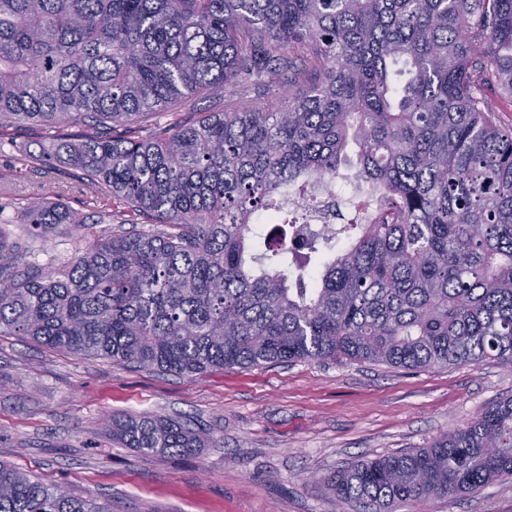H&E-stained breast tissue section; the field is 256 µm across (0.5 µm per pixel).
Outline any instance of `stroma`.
Instances as JSON below:
<instances>
[{
    "instance_id": "obj_1",
    "label": "stroma",
    "mask_w": 512,
    "mask_h": 512,
    "mask_svg": "<svg viewBox=\"0 0 512 512\" xmlns=\"http://www.w3.org/2000/svg\"><path fill=\"white\" fill-rule=\"evenodd\" d=\"M271 95L260 85H229L223 102L200 98L195 107L259 106ZM52 142L15 131L0 152V186L57 199L56 176L67 165L52 160L55 174L46 177L15 161ZM115 230L93 214L80 232L38 234L17 207L0 211V241L45 270ZM510 397L512 368L492 360L407 370L315 359L182 376L2 334L0 463L97 498L112 512H359L354 503H337L324 477L423 447ZM143 414L190 422L208 445L190 456H147L120 447L102 425L107 417ZM396 512H512V479Z\"/></svg>"
}]
</instances>
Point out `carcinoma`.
<instances>
[{
    "instance_id": "obj_1",
    "label": "carcinoma",
    "mask_w": 512,
    "mask_h": 512,
    "mask_svg": "<svg viewBox=\"0 0 512 512\" xmlns=\"http://www.w3.org/2000/svg\"><path fill=\"white\" fill-rule=\"evenodd\" d=\"M300 55L310 80L284 81ZM246 83L281 92L159 121ZM493 88L512 99V0H0V144L12 127L79 128L53 154L82 207L163 226L48 271L0 243V335L178 375L306 359L512 366V126ZM352 154L346 245L335 229L288 241V197L336 180ZM268 213L282 221L271 233ZM25 216L42 233L85 223L31 195ZM304 249L322 263L306 270ZM103 425L143 455L205 447L170 418ZM502 477L512 398L326 486L394 512ZM0 512L112 509L0 463Z\"/></svg>"
}]
</instances>
